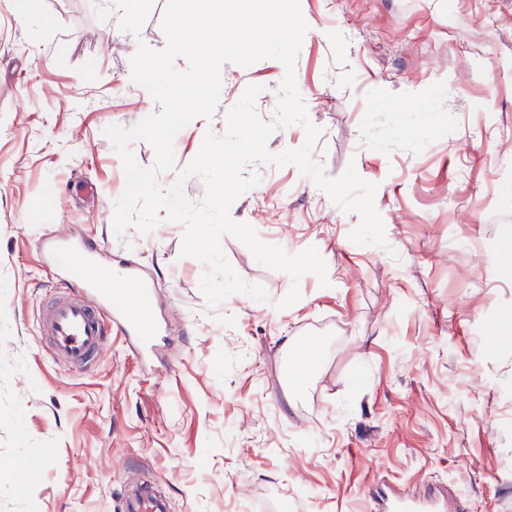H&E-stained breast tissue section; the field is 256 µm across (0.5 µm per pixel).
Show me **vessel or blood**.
I'll return each mask as SVG.
<instances>
[{"mask_svg":"<svg viewBox=\"0 0 512 512\" xmlns=\"http://www.w3.org/2000/svg\"><path fill=\"white\" fill-rule=\"evenodd\" d=\"M57 285L37 317V338L55 363L76 371L94 368L112 335L130 339L144 361H151L164 332L153 307V290L141 273L123 266L104 280L98 270L95 245L57 236L50 244ZM118 512H171L166 496L154 482L128 480L119 497ZM385 512H443L433 498L408 493L388 498Z\"/></svg>","mask_w":512,"mask_h":512,"instance_id":"obj_1","label":"vessel or blood"}]
</instances>
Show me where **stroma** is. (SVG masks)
Returning <instances> with one entry per match:
<instances>
[{
    "mask_svg": "<svg viewBox=\"0 0 512 512\" xmlns=\"http://www.w3.org/2000/svg\"><path fill=\"white\" fill-rule=\"evenodd\" d=\"M164 6L135 36L114 0H39L24 21L0 0V512H114L129 471L172 512H379L392 488L512 512V0H300L311 157L376 184L388 246L353 243L359 215L296 166H256L231 219L287 253L316 248L329 284L292 283L227 236L225 258L268 299L213 309L183 223L113 228L125 176L103 130L161 110L130 59L164 48ZM284 75L269 58L224 65L214 115L177 134L159 184L225 131L248 85L272 121ZM60 234L153 281L159 371L119 338L85 373L38 345L56 279L43 243ZM307 352L311 374L286 379Z\"/></svg>",
    "mask_w": 512,
    "mask_h": 512,
    "instance_id": "1",
    "label": "stroma"
}]
</instances>
